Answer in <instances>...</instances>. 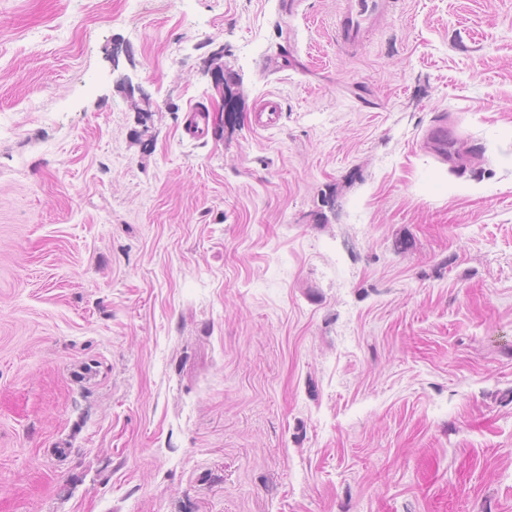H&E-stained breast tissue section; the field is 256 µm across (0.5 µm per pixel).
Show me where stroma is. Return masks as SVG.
<instances>
[{
	"instance_id": "obj_1",
	"label": "stroma",
	"mask_w": 512,
	"mask_h": 512,
	"mask_svg": "<svg viewBox=\"0 0 512 512\" xmlns=\"http://www.w3.org/2000/svg\"><path fill=\"white\" fill-rule=\"evenodd\" d=\"M339 7L0 0V512H512V0ZM341 3L333 24L334 41L342 52L355 54L365 34L379 23L393 1L342 0ZM254 112L255 131L264 132L277 125L281 112H283L280 98L272 93L266 94L256 106Z\"/></svg>"
}]
</instances>
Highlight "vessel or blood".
Segmentation results:
<instances>
[{"instance_id":"vessel-or-blood-1","label":"vessel or blood","mask_w":512,"mask_h":512,"mask_svg":"<svg viewBox=\"0 0 512 512\" xmlns=\"http://www.w3.org/2000/svg\"><path fill=\"white\" fill-rule=\"evenodd\" d=\"M391 0H342L336 14L333 35L336 46L348 54L357 53L365 34L388 12ZM282 112L280 98L266 94L255 108L254 128L264 132L277 125Z\"/></svg>"}]
</instances>
